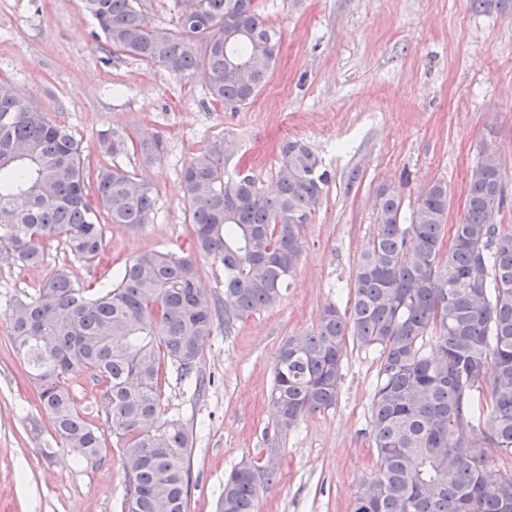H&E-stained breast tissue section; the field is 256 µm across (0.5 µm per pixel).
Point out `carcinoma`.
<instances>
[{"instance_id": "1", "label": "carcinoma", "mask_w": 512, "mask_h": 512, "mask_svg": "<svg viewBox=\"0 0 512 512\" xmlns=\"http://www.w3.org/2000/svg\"><path fill=\"white\" fill-rule=\"evenodd\" d=\"M177 3L172 27L136 0H83V9L97 21L107 52L180 77L199 71L212 103L250 104L274 69L277 33L253 0ZM98 142L105 154L132 147L146 161L161 146L150 133L132 139L104 131ZM236 153V141L218 135L183 169L195 248L223 266L224 297L199 287L192 257L150 251L132 257L96 295L62 267L13 303L10 339L40 407L85 459L97 456L101 436L68 380L86 372L104 387L127 482L122 512H156L162 501L170 512H186L189 433L162 417L167 368L196 395L205 392L203 343L219 320L228 334L282 298L300 262L301 229L330 181L305 142L287 140L279 190L270 197L251 171L228 174ZM91 189L98 211L88 202ZM502 201L494 150L472 166L465 211L452 226L448 183H430L407 224L400 195L382 188L350 284V314L329 305L315 328L279 349L270 402L282 433L336 405L347 337L378 352L370 426L379 469L352 512H512V467L490 481L480 453L495 448L512 460V229L495 223ZM154 205L147 182L116 164L87 170L66 127L13 93L0 96V260L37 265L46 246L61 241L74 258L91 262L104 247L100 214L136 228ZM257 483L251 465L234 469L219 512H257Z\"/></svg>"}]
</instances>
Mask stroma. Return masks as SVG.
<instances>
[{"instance_id": "stroma-1", "label": "stroma", "mask_w": 512, "mask_h": 512, "mask_svg": "<svg viewBox=\"0 0 512 512\" xmlns=\"http://www.w3.org/2000/svg\"><path fill=\"white\" fill-rule=\"evenodd\" d=\"M281 41L274 71L252 103L210 102L200 77L181 78L123 54L103 37L81 0H0V82L18 90L80 141L87 167L107 158L98 135L148 130L162 142L153 161L139 152L119 165L152 183L147 224L104 227L98 259H74L52 242L35 266L0 262V512H121L126 478L106 423L103 386L84 374L69 384L102 435L84 459L54 432L9 334L11 301L34 295L55 269L101 291L145 251L193 255L199 280L215 294L224 278L197 254L182 172L217 135L234 138L265 191L276 189L284 140L300 139L331 173L302 230L294 281L280 301L216 329L200 367L204 396L167 372L164 415L189 432L187 512H218L230 472L276 461L258 486L259 512H351L376 473L370 433L374 353L348 346L334 407L277 433L268 395L281 343L313 329L328 305L346 309L356 263L376 222L377 194L396 188L411 212L430 182H447L449 223L465 209L469 170L489 148L501 156L504 203L497 223L512 228V0H254Z\"/></svg>"}]
</instances>
